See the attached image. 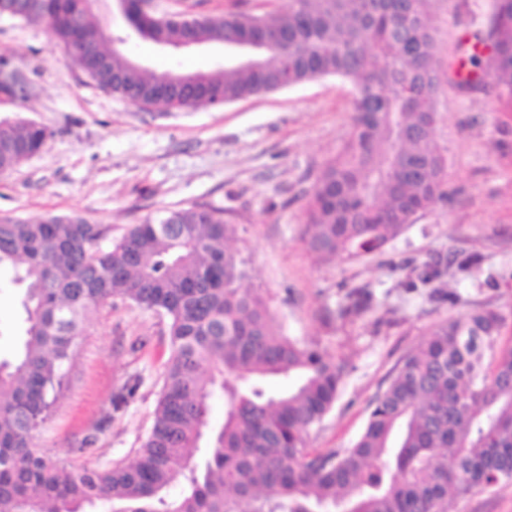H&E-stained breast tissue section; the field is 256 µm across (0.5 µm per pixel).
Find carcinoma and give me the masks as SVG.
Here are the masks:
<instances>
[{"label": "carcinoma", "instance_id": "obj_1", "mask_svg": "<svg viewBox=\"0 0 512 512\" xmlns=\"http://www.w3.org/2000/svg\"><path fill=\"white\" fill-rule=\"evenodd\" d=\"M90 0H0V16L43 25L51 41L102 89L147 95L173 72L110 50ZM427 0H289L263 15L254 68L202 78L193 104L259 93L283 71L296 84L335 76L355 87L349 137L311 195L304 239L321 261L370 252L395 237L411 206L447 197L434 139L438 83ZM134 33L175 50L249 35L241 16L186 21L133 15ZM493 83L512 106V0H494ZM51 137L28 119L0 120V173ZM224 211L190 207L127 227L80 215L0 218V266L24 285L25 338L0 362V512H448L452 498L512 479V341L504 318L477 308L439 325L406 356L369 404L352 448L309 447L332 409L341 368L282 335L264 296L242 287L245 261L228 248ZM440 276L412 268L411 285ZM118 296L165 316L169 357L154 421L134 461L101 469L63 464L33 449L74 343ZM288 377V389L266 383ZM224 391V424L194 462L209 401ZM180 495L167 488L177 475Z\"/></svg>", "mask_w": 512, "mask_h": 512}]
</instances>
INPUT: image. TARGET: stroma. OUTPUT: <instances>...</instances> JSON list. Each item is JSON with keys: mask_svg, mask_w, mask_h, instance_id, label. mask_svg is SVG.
Wrapping results in <instances>:
<instances>
[{"mask_svg": "<svg viewBox=\"0 0 512 512\" xmlns=\"http://www.w3.org/2000/svg\"><path fill=\"white\" fill-rule=\"evenodd\" d=\"M494 0H429L436 33L438 122L447 197L419 213L380 249L323 262L303 239L321 172L347 139L350 81L325 77L224 105L143 109L103 91L52 44L42 25L0 17V61L25 80L0 92V120L23 117L51 133L43 150L0 173V216L37 220L77 214L113 237L146 218L194 205L220 208L234 224L230 246L245 260L284 335L318 347L343 368L338 398L310 445L352 447L369 403L402 359L444 321L480 307L500 314L512 339V109L491 75L462 87L457 71L490 32ZM288 0H153L152 13L189 18L284 11ZM127 54L156 72L209 71L220 47L169 54L131 38ZM442 259L434 283L404 288L408 265ZM13 268L0 269V361L12 360L24 328ZM356 287L369 308L345 315ZM67 383L34 445L77 466L134 458L149 432L169 352L166 317L115 297L76 340ZM142 384L120 410L112 399L131 377ZM93 450L75 451L84 439ZM449 512H512V480L451 501Z\"/></svg>", "mask_w": 512, "mask_h": 512, "instance_id": "obj_1", "label": "stroma"}]
</instances>
